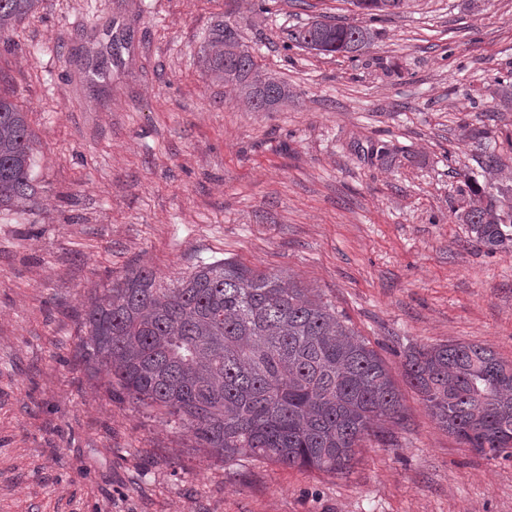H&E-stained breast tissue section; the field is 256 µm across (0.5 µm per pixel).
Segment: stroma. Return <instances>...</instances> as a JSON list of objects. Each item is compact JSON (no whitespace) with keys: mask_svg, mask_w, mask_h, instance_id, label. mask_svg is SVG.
Instances as JSON below:
<instances>
[{"mask_svg":"<svg viewBox=\"0 0 512 512\" xmlns=\"http://www.w3.org/2000/svg\"><path fill=\"white\" fill-rule=\"evenodd\" d=\"M315 20L374 39L290 45ZM220 24L286 104L250 111L206 73ZM0 90L27 114L38 188L0 211V512H512V461L441 429L402 369L444 341L512 362V250L452 214L468 180L512 188V0L375 20L352 0H42L0 35ZM224 258L315 289L384 358L405 419L348 472L207 457L80 359L91 297ZM327 48L321 52L351 54L362 45H367L372 38L371 32L364 27L353 24H336L323 22Z\"/></svg>","mask_w":512,"mask_h":512,"instance_id":"35a3bbf8","label":"stroma"}]
</instances>
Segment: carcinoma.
<instances>
[{"label": "carcinoma", "mask_w": 512, "mask_h": 512, "mask_svg": "<svg viewBox=\"0 0 512 512\" xmlns=\"http://www.w3.org/2000/svg\"><path fill=\"white\" fill-rule=\"evenodd\" d=\"M39 2L0 0V34ZM324 27L327 53H355L372 38L358 25ZM318 38L309 24L288 34L307 49ZM200 54L206 72L236 85L253 111L288 101V87L261 74L231 30L215 29ZM33 151L26 113L0 95V210L34 202ZM455 217L491 252L512 245V205L491 199ZM82 325L81 357L107 369L113 392L187 427L196 447L222 462L250 456L342 473L374 425L402 420L385 361L334 304L231 259L202 263L172 288L151 270H132L91 299ZM403 372L461 444L489 460L512 458V363L449 341L412 348Z\"/></svg>", "instance_id": "cac0c4a2"}]
</instances>
